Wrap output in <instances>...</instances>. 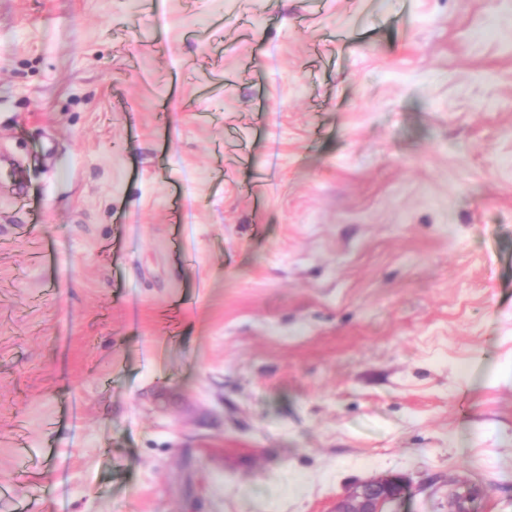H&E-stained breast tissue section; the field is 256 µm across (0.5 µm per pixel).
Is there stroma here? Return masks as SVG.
<instances>
[{"instance_id":"stroma-1","label":"stroma","mask_w":512,"mask_h":512,"mask_svg":"<svg viewBox=\"0 0 512 512\" xmlns=\"http://www.w3.org/2000/svg\"><path fill=\"white\" fill-rule=\"evenodd\" d=\"M512 512V0H0V512ZM399 477H382L359 484L339 501L333 512H394L391 504L402 494Z\"/></svg>"}]
</instances>
